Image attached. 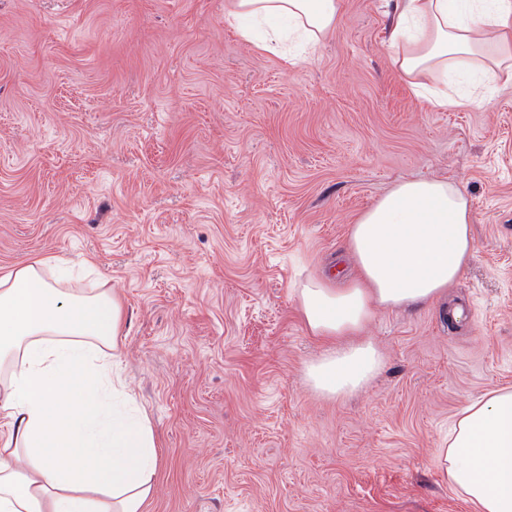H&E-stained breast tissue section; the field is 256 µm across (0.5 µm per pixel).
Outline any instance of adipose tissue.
I'll use <instances>...</instances> for the list:
<instances>
[{"label": "adipose tissue", "instance_id": "adipose-tissue-1", "mask_svg": "<svg viewBox=\"0 0 512 512\" xmlns=\"http://www.w3.org/2000/svg\"><path fill=\"white\" fill-rule=\"evenodd\" d=\"M339 0H227L224 20L284 19L261 50L289 38L316 48ZM390 43L402 73L464 69L482 92L512 87V0H398ZM355 273L311 271L292 284L299 318L322 354L305 366L328 398L364 390L384 366L364 333L381 309L447 295L476 256L468 199L445 179L397 183L351 224ZM121 295L76 288L55 262L0 274V512H142L156 443L111 359L126 333ZM446 481L473 512H512V389L466 406L438 450Z\"/></svg>", "mask_w": 512, "mask_h": 512}]
</instances>
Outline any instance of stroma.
<instances>
[{
    "mask_svg": "<svg viewBox=\"0 0 512 512\" xmlns=\"http://www.w3.org/2000/svg\"><path fill=\"white\" fill-rule=\"evenodd\" d=\"M225 2L0 0V269L84 262L122 295L143 512H471L437 451L512 388V94L433 108L393 62L396 0H341L297 66ZM421 177L465 191L476 258L446 298L377 312L383 370L323 398L291 285L349 273V224Z\"/></svg>",
    "mask_w": 512,
    "mask_h": 512,
    "instance_id": "1",
    "label": "stroma"
}]
</instances>
